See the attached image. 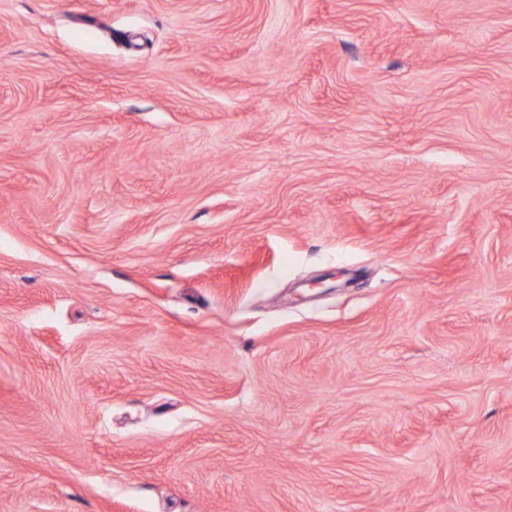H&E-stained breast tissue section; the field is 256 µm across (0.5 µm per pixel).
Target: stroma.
<instances>
[{
    "label": "stroma",
    "mask_w": 512,
    "mask_h": 512,
    "mask_svg": "<svg viewBox=\"0 0 512 512\" xmlns=\"http://www.w3.org/2000/svg\"><path fill=\"white\" fill-rule=\"evenodd\" d=\"M0 512H512V0H0Z\"/></svg>",
    "instance_id": "stroma-1"
}]
</instances>
